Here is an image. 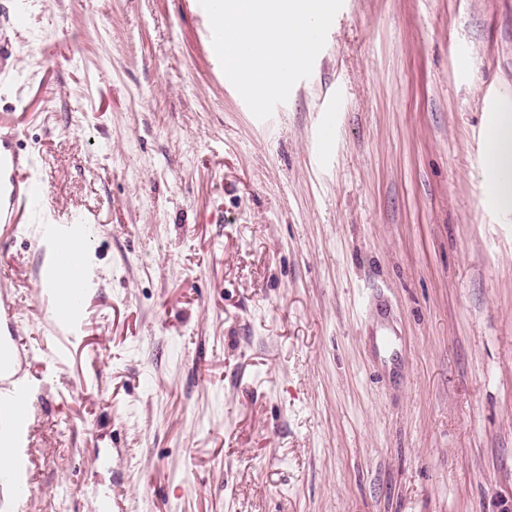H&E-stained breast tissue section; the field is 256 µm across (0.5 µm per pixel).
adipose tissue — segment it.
I'll return each mask as SVG.
<instances>
[{
  "label": "adipose tissue",
  "instance_id": "1",
  "mask_svg": "<svg viewBox=\"0 0 512 512\" xmlns=\"http://www.w3.org/2000/svg\"><path fill=\"white\" fill-rule=\"evenodd\" d=\"M486 159L497 172L490 188L491 202L512 209V103L503 104L487 137Z\"/></svg>",
  "mask_w": 512,
  "mask_h": 512
}]
</instances>
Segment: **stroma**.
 <instances>
[{"mask_svg":"<svg viewBox=\"0 0 512 512\" xmlns=\"http://www.w3.org/2000/svg\"><path fill=\"white\" fill-rule=\"evenodd\" d=\"M209 26L199 0H0V113L56 217L96 225L68 332L33 286L38 225L0 250L34 386L25 512L102 491L123 512H498L512 209L487 204L484 155L512 0H344L265 120Z\"/></svg>","mask_w":512,"mask_h":512,"instance_id":"35a3bbf8","label":"stroma"}]
</instances>
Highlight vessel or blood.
Here are the masks:
<instances>
[{
    "mask_svg": "<svg viewBox=\"0 0 512 512\" xmlns=\"http://www.w3.org/2000/svg\"><path fill=\"white\" fill-rule=\"evenodd\" d=\"M12 116L0 114V229L18 232L22 220L40 224L38 242L52 252L43 285H54L70 277L68 257L88 249L94 227L83 218L67 223L49 219L44 184L31 162L22 160ZM20 354L16 337L0 338V485L11 490L9 499L0 498V512H24L28 487L27 458L24 454L29 419L26 395L28 382L15 381Z\"/></svg>",
    "mask_w": 512,
    "mask_h": 512,
    "instance_id": "b4317fda",
    "label": "vessel or blood"
}]
</instances>
